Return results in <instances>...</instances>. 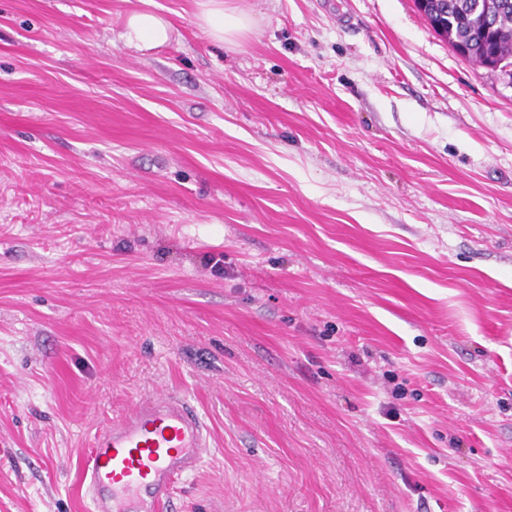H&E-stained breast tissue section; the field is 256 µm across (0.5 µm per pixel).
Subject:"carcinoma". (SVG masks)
Returning <instances> with one entry per match:
<instances>
[{"instance_id": "cac0c4a2", "label": "carcinoma", "mask_w": 512, "mask_h": 512, "mask_svg": "<svg viewBox=\"0 0 512 512\" xmlns=\"http://www.w3.org/2000/svg\"><path fill=\"white\" fill-rule=\"evenodd\" d=\"M503 0H414L437 35L468 61L512 75V4Z\"/></svg>"}]
</instances>
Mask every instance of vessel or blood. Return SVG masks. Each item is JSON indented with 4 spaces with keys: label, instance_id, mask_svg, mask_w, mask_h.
I'll return each mask as SVG.
<instances>
[{
    "label": "vessel or blood",
    "instance_id": "1",
    "mask_svg": "<svg viewBox=\"0 0 512 512\" xmlns=\"http://www.w3.org/2000/svg\"><path fill=\"white\" fill-rule=\"evenodd\" d=\"M210 452V435L186 399L166 392L136 401L98 431L76 462L91 512H172L174 489Z\"/></svg>",
    "mask_w": 512,
    "mask_h": 512
}]
</instances>
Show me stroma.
Here are the masks:
<instances>
[{
    "instance_id": "35a3bbf8",
    "label": "stroma",
    "mask_w": 512,
    "mask_h": 512,
    "mask_svg": "<svg viewBox=\"0 0 512 512\" xmlns=\"http://www.w3.org/2000/svg\"><path fill=\"white\" fill-rule=\"evenodd\" d=\"M200 2L0 0V512L160 391L178 512H512V87L413 0ZM228 0H203L197 15V24L215 43L224 45L251 31L252 16L237 7L229 6ZM171 24L163 16L152 12H132L126 21L121 37L137 50H150L165 44L171 33Z\"/></svg>"
}]
</instances>
